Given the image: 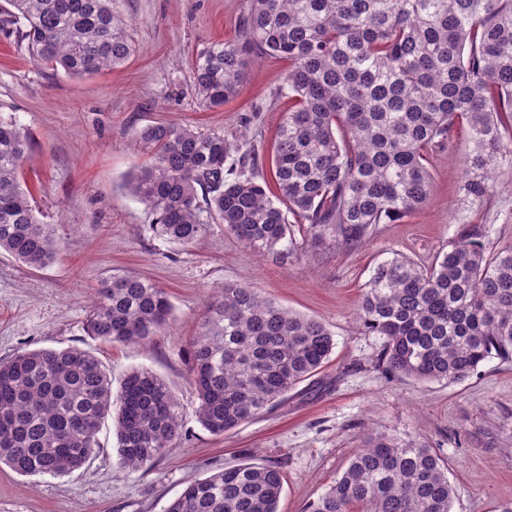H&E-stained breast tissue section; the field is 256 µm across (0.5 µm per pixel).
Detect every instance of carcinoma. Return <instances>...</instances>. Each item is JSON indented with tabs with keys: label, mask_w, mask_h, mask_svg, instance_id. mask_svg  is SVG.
I'll return each instance as SVG.
<instances>
[{
	"label": "carcinoma",
	"mask_w": 512,
	"mask_h": 512,
	"mask_svg": "<svg viewBox=\"0 0 512 512\" xmlns=\"http://www.w3.org/2000/svg\"><path fill=\"white\" fill-rule=\"evenodd\" d=\"M0 32L34 62L75 78L124 65L136 45L116 0H7ZM288 61L287 95L270 159L222 131L172 123L144 129L151 157L129 182L155 237L190 245L206 211L258 253L292 239L294 224L354 246L375 224L422 208L432 189L429 152L466 121L470 151L460 192L486 206L496 172L512 168V0H246L240 38L196 53L200 104L233 98L249 64ZM31 139L0 116V251L30 267L61 244L20 184ZM295 222H290L288 216ZM172 312L153 283L114 275L94 295L85 330L113 344L146 342ZM358 319L385 339L382 374L455 383L490 358L512 361V246L486 225L460 222L448 250L424 265L396 255L379 263ZM328 326L255 289L227 283L208 301L189 342L195 417L213 436L251 420L328 361ZM112 417L122 467L155 461L182 432L178 402L145 369L112 378L77 347L22 349L0 359V464L24 476L84 467ZM280 467L244 461L190 483L164 512H280ZM454 488L436 449L369 436L308 512H452Z\"/></svg>",
	"instance_id": "1"
}]
</instances>
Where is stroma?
Instances as JSON below:
<instances>
[{
  "label": "stroma",
  "mask_w": 512,
  "mask_h": 512,
  "mask_svg": "<svg viewBox=\"0 0 512 512\" xmlns=\"http://www.w3.org/2000/svg\"><path fill=\"white\" fill-rule=\"evenodd\" d=\"M117 4L131 21L136 51L122 67L89 77L37 65L23 45L0 34V114L32 139L22 184L63 246L54 263L37 269L0 253V359L24 347H78L94 353L116 383L130 369L150 370L174 394L183 428L139 470L119 465L109 423L91 463L74 474L21 476L0 465V512H163L189 483L245 459L278 464L280 512H306L379 432L439 449L454 487L453 512H493L512 502V362L488 360L457 383L387 379L379 367L383 338L355 320L374 268L397 254L430 263L447 249L456 219L488 225L495 244L512 245V169L499 170L490 206H461L470 149L462 124L430 157L426 205L400 222L373 226L358 247L341 248L330 237L314 241L305 224L264 255L214 222L190 246L156 238L144 205L127 187L146 161L137 149L141 131L157 123L220 130L269 157L288 109L278 93L288 63L259 60L235 97L204 109L193 58L208 43L239 37L244 0ZM246 114L253 121L245 127ZM115 274L139 276L169 296L172 317L146 343H105L83 330L93 289ZM227 283L249 285L326 323L335 347L325 366L278 405L218 437L195 418L186 347L214 289Z\"/></svg>",
  "instance_id": "1"
}]
</instances>
